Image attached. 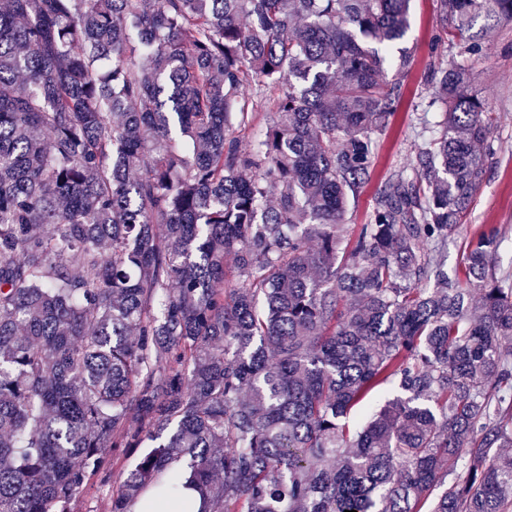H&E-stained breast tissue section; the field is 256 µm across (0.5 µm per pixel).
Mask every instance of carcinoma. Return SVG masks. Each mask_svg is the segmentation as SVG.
<instances>
[{"instance_id": "cac0c4a2", "label": "carcinoma", "mask_w": 512, "mask_h": 512, "mask_svg": "<svg viewBox=\"0 0 512 512\" xmlns=\"http://www.w3.org/2000/svg\"><path fill=\"white\" fill-rule=\"evenodd\" d=\"M410 0L0 6V512H512V287L495 227L441 244L485 173L469 35L439 0L412 172L343 233L411 72ZM387 384L400 395L350 413ZM149 441H145L141 448H114V470L108 478H96L91 481L85 493L75 503L73 512H110L112 490L119 484V473L129 470L138 461L139 457L150 448ZM202 495L196 488L183 489L182 497L168 504L150 507L148 504L138 502L131 507L132 512H198L201 506Z\"/></svg>"}]
</instances>
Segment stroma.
I'll return each mask as SVG.
<instances>
[{
    "mask_svg": "<svg viewBox=\"0 0 512 512\" xmlns=\"http://www.w3.org/2000/svg\"><path fill=\"white\" fill-rule=\"evenodd\" d=\"M436 0H411L410 29L405 46L414 48L415 61L406 79L392 123L376 151L369 180L355 204L350 207L347 231L366 223L376 189L395 170L409 168L415 147L429 136L439 113L428 105L424 76L431 62L447 60V53L433 51L438 33ZM473 34H485L487 50L474 65L473 88L493 113L491 151L484 180L460 228L449 234L441 250L449 274H456L467 241L483 226H496L501 232L497 261L502 270L512 272V22L488 24L478 19ZM138 448H118L113 452L114 471L108 478L91 481L74 505V512H110L113 489L120 474L132 468L141 456Z\"/></svg>",
    "mask_w": 512,
    "mask_h": 512,
    "instance_id": "1",
    "label": "stroma"
}]
</instances>
